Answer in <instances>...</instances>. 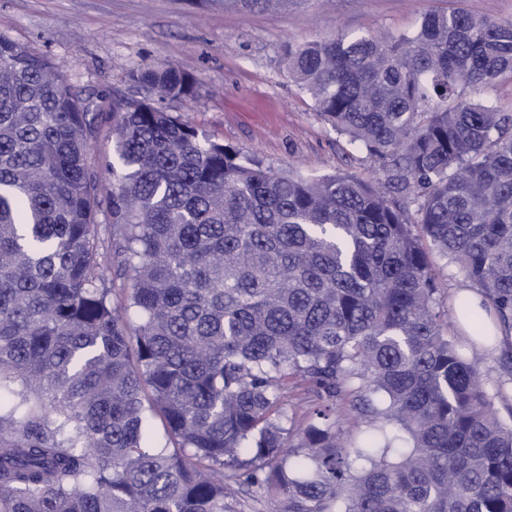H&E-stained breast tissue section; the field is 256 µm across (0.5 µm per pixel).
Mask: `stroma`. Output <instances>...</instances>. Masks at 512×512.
I'll use <instances>...</instances> for the list:
<instances>
[{"instance_id": "obj_1", "label": "stroma", "mask_w": 512, "mask_h": 512, "mask_svg": "<svg viewBox=\"0 0 512 512\" xmlns=\"http://www.w3.org/2000/svg\"><path fill=\"white\" fill-rule=\"evenodd\" d=\"M461 8L512 19V0H0V33L48 56L93 97L144 66H181L193 98L170 103L205 135L285 172L378 179L384 172L322 119L289 76L283 49L340 32L414 30L423 13Z\"/></svg>"}]
</instances>
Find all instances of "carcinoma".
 Returning <instances> with one entry per match:
<instances>
[{
    "instance_id": "1",
    "label": "carcinoma",
    "mask_w": 512,
    "mask_h": 512,
    "mask_svg": "<svg viewBox=\"0 0 512 512\" xmlns=\"http://www.w3.org/2000/svg\"><path fill=\"white\" fill-rule=\"evenodd\" d=\"M283 60L383 185L242 160L0 35V512H245L254 488L268 512H512L481 368L512 334V110L472 94L512 74V21L429 11ZM426 241L479 301L440 310Z\"/></svg>"
}]
</instances>
